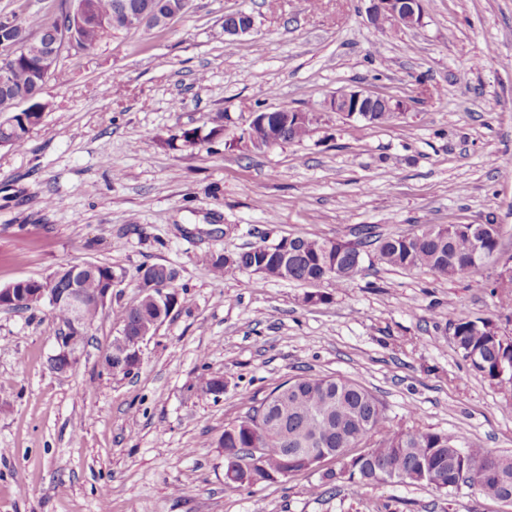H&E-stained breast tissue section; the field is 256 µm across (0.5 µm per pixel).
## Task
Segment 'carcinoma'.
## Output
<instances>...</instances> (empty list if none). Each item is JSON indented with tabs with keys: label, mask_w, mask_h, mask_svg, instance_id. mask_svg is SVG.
I'll return each instance as SVG.
<instances>
[{
	"label": "carcinoma",
	"mask_w": 512,
	"mask_h": 512,
	"mask_svg": "<svg viewBox=\"0 0 512 512\" xmlns=\"http://www.w3.org/2000/svg\"><path fill=\"white\" fill-rule=\"evenodd\" d=\"M159 6L163 0H88L91 17L72 25L70 12L50 21L36 15L9 14L16 24L15 35L27 39L46 27L73 32L86 48H93L108 32L114 30L112 17L120 3ZM33 45L21 44L10 64L8 88H0V112L14 115L11 145L21 148L30 131L42 120L44 105L33 101L32 111L17 112L13 100L32 95L40 88L38 67L32 55ZM220 119L200 136L198 129H185L180 139L187 143L201 141L221 133ZM501 230L497 224H426L419 234L387 236L378 239V258L384 264L401 269H427L445 277L461 276L473 282L483 280L487 263L499 253ZM288 244V262L275 253ZM359 244L334 242L316 234L295 236L275 245L259 244L234 254L218 253L208 258L217 276L228 272H255L266 277L316 285L333 280L338 288L346 287L358 274L356 255ZM110 266H97V273L86 277L81 288L86 297L80 330L87 332L102 307L96 301L100 288L112 276ZM135 278L143 282L138 302L124 310L123 324L132 326L124 344L112 339V351L140 346L137 331L154 332L158 328V307L153 294L165 292L182 304L185 298L175 289L177 272L165 274L157 265L142 266ZM453 340L457 351L485 377L499 383H512V336L498 332L489 320H473L462 313L454 324ZM368 448L373 462L347 458L336 471L326 474L330 481L347 479L359 486L400 482L398 476L411 474L408 483L430 485L453 491L466 483L499 498L495 483L486 467L498 458L487 448L470 447L465 451L466 463L456 458L458 439L453 432L431 430L394 431L387 425L381 402L359 383L328 376L302 375L278 384L268 396L248 409L235 422L224 426L219 447L225 462L237 466L236 489L252 488L261 483L286 481L288 476L313 464L304 460L285 462V449L291 448ZM259 446L263 451L252 453Z\"/></svg>",
	"instance_id": "1"
}]
</instances>
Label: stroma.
Listing matches in <instances>:
<instances>
[{
    "mask_svg": "<svg viewBox=\"0 0 512 512\" xmlns=\"http://www.w3.org/2000/svg\"><path fill=\"white\" fill-rule=\"evenodd\" d=\"M422 22L380 29L372 0H190L163 31H115L65 52L23 148L0 146V288L81 262L125 270L71 370L50 367L63 326L48 305L0 308V512H512L478 488L326 482L322 470L245 490L224 483L218 439L254 400L305 374L356 380L395 430L454 432L512 455V386L452 340L460 312L512 333L483 283L401 270L367 248L348 288L253 272L210 254L362 229L497 224L512 256V0H421ZM253 31L224 41L225 15ZM359 88L403 100L384 125L324 99ZM319 113L299 142L237 146L253 112ZM212 141L183 147L180 130ZM174 268L187 304L111 376L100 359L139 298V266ZM324 295L307 303L308 294ZM224 392L200 390L201 374Z\"/></svg>",
    "mask_w": 512,
    "mask_h": 512,
    "instance_id": "stroma-1",
    "label": "stroma"
}]
</instances>
